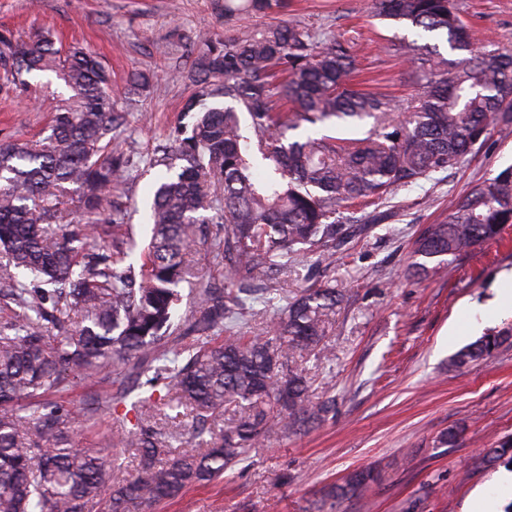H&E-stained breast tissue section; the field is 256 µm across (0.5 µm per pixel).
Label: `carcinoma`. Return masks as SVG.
I'll list each match as a JSON object with an SVG mask.
<instances>
[{
	"label": "carcinoma",
	"mask_w": 512,
	"mask_h": 512,
	"mask_svg": "<svg viewBox=\"0 0 512 512\" xmlns=\"http://www.w3.org/2000/svg\"><path fill=\"white\" fill-rule=\"evenodd\" d=\"M374 15L396 26L445 38L464 54L448 74L437 45L404 48L412 68L408 98L354 88L346 42L280 20L242 37L197 35L188 56L192 87L185 111L197 114L178 144L155 150L146 166L166 175L154 186L143 249L125 224L127 212L106 203L130 178L116 132L128 123L115 106L111 77L79 45L65 54L54 36L0 35L6 83L52 72L71 91L57 100L49 134L0 142V512H130L211 482L243 461L270 434L283 437L329 412L314 404L302 372L289 359L318 349L341 294L304 288L287 299L266 336H246L237 319L247 304L272 301L288 258L315 254L336 261L349 231L340 209L379 201L431 175L461 165L486 141L490 125L512 130V51L478 50L454 0H373ZM288 0H224V19L285 14ZM135 90L158 93L155 72L130 76ZM362 138L290 140L305 124L357 127ZM79 191L82 212L112 240L105 248L80 228L64 227L65 198ZM217 224L210 248L224 259L230 287L197 288L190 331L201 343L178 345L172 317L184 257L196 224ZM512 224V168L451 201L448 216L416 242L411 274L451 266L464 252L497 239ZM140 272H135V264ZM505 340L484 336L459 351L464 365L492 355ZM121 366L124 380L85 420L131 402L136 423L82 452L69 444L78 420L70 402L53 397ZM162 401L196 417V447L176 451L143 409ZM241 406L224 427L208 418ZM139 460L121 472L122 456ZM489 467L512 465V440L487 449ZM375 481L356 471L325 489L320 508L360 497Z\"/></svg>",
	"instance_id": "obj_1"
}]
</instances>
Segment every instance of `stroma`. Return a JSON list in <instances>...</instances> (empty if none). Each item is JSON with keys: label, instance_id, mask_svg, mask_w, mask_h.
<instances>
[{"label": "stroma", "instance_id": "35a3bbf8", "mask_svg": "<svg viewBox=\"0 0 512 512\" xmlns=\"http://www.w3.org/2000/svg\"><path fill=\"white\" fill-rule=\"evenodd\" d=\"M477 48H512V0H456ZM297 23L352 47L362 83L411 93L406 64L396 45L428 43V34L388 25L371 15V0H290ZM262 18L225 21L219 0H0V35L51 30L58 48L80 45L99 56L111 75L117 108L130 125L119 140L133 160L171 144L176 127L191 123L183 111L189 94L183 78L186 46L196 31L237 34ZM168 46L166 59L154 53ZM158 71L162 90L133 94L135 71ZM66 88L55 75L28 76L26 85L0 90V140L38 138ZM512 166V134L491 129L459 167L396 190L375 205L343 213L354 235L333 264L297 257L277 287L292 295L329 284L344 298L321 344L332 357L292 360L309 382L313 402L330 412L318 426L285 437L270 436L223 479L194 486L146 512H318L321 493L366 467L380 474L365 497L340 503L336 512H469L478 495L512 503V490L498 489L499 470L485 468L484 449L512 436V310L497 311L479 331L469 332L497 297L501 274L512 273V226L499 240L461 256L449 271L411 277V251L422 229L444 218L452 199ZM160 169L137 171L120 204L140 244L151 228L144 218L149 191ZM194 280L181 283L174 325L184 344L194 310L196 284H224V266L206 243L187 255ZM503 337L483 360L455 367L451 360L480 337ZM453 431L457 441L442 446Z\"/></svg>", "mask_w": 512, "mask_h": 512}]
</instances>
